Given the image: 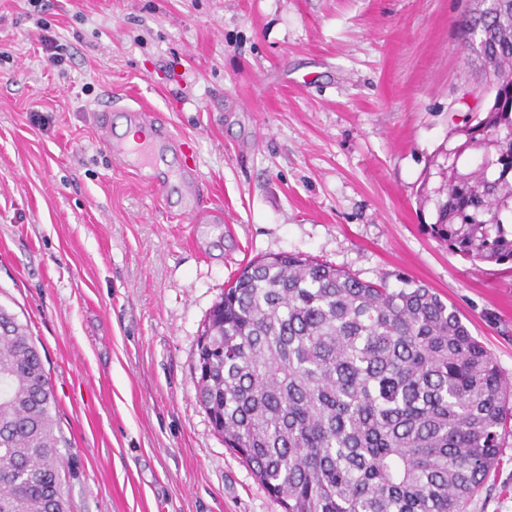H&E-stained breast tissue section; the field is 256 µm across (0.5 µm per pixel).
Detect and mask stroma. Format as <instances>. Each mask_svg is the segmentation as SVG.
Returning <instances> with one entry per match:
<instances>
[{"instance_id":"1","label":"stroma","mask_w":512,"mask_h":512,"mask_svg":"<svg viewBox=\"0 0 512 512\" xmlns=\"http://www.w3.org/2000/svg\"><path fill=\"white\" fill-rule=\"evenodd\" d=\"M465 0H0V305L28 325L73 512H284L213 428L197 345L250 261L300 253L433 288L512 383V264L431 230L433 164L482 104ZM70 48L53 64L43 43ZM195 142L179 217L100 145L96 104ZM467 512H512V433ZM95 112H135V117L138 120L153 125L156 128L158 138L161 139L164 144L181 154L188 172H192L195 154L193 142L186 138L174 136L166 123L154 113L158 111L143 106L132 107L130 105H120L118 101L111 100L103 104L101 108L95 110ZM199 184L193 178H189L187 182L182 185L181 193L187 198L189 202L188 209L183 212L189 216L192 224H211L215 216L208 210L201 209L198 206Z\"/></svg>"}]
</instances>
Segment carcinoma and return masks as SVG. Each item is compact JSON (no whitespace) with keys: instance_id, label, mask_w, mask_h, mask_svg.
Returning a JSON list of instances; mask_svg holds the SVG:
<instances>
[{"instance_id":"carcinoma-1","label":"carcinoma","mask_w":512,"mask_h":512,"mask_svg":"<svg viewBox=\"0 0 512 512\" xmlns=\"http://www.w3.org/2000/svg\"><path fill=\"white\" fill-rule=\"evenodd\" d=\"M468 2L484 112L439 167L431 229L473 262L511 263L512 0ZM201 338L199 400L285 512H465L512 427V384L422 285L283 253L224 288ZM53 403L27 325L0 306V512H71Z\"/></svg>"}]
</instances>
